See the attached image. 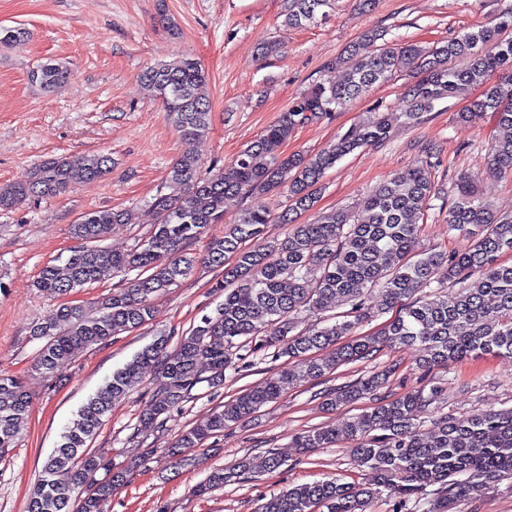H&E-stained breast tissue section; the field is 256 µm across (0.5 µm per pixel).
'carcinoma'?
Masks as SVG:
<instances>
[{
    "instance_id": "obj_1",
    "label": "carcinoma",
    "mask_w": 512,
    "mask_h": 512,
    "mask_svg": "<svg viewBox=\"0 0 512 512\" xmlns=\"http://www.w3.org/2000/svg\"><path fill=\"white\" fill-rule=\"evenodd\" d=\"M330 5L331 0H291L284 23H313ZM511 31L512 15L432 48L366 31L329 62L345 68L343 82L314 84L221 172L205 180L198 177L192 150L210 129L205 71L191 58L146 69L140 80L149 95L162 102L166 119L186 149L169 172L170 192H159L150 202L158 223L129 250L114 253L101 246L116 226L132 223L128 208L92 211L69 226L77 245L42 268L36 288L49 297L65 298L99 282L107 271L123 275L124 284L93 308L64 302L35 324L31 336L43 342L35 369L52 374L80 351L140 328L153 318L155 299L191 275L199 262L222 271L215 288L224 300L182 335L174 350H167L165 340L154 341L83 403L47 457L26 512H105L131 467L114 468L89 448V442L112 405L142 382L147 368L156 369L161 380L147 391L139 425L158 428L198 385L223 386L232 362L238 369L249 368L255 365L254 356L271 348L274 356L285 359L261 386L216 407L205 423L183 432L167 450L175 468L188 451L224 435L225 428L250 418L290 386L385 348L411 349L423 367L488 355L512 358V263L502 261L512 254V214H498L462 183L448 205V231L469 237L471 245L454 252L418 250L432 199L439 198L427 157L377 186L358 212L338 209L312 223H295L294 216L313 208L326 171L356 150L389 138L391 112L369 113L336 143L309 158L279 152L298 127L347 106L377 83L417 70L419 79L408 90L403 112L406 120L421 122L462 86L481 88L457 118L472 123L493 115L500 134L486 146V166L495 176L512 175ZM25 38L21 29L0 27L1 46H18ZM462 55L471 58L469 67H449L450 60ZM69 77L67 64L57 60L29 74L30 81L45 90ZM111 169L112 157L102 152L45 160L9 188H0V208H14L32 196L66 193L81 182L103 178ZM281 188L288 192L285 213L274 217L264 209L247 208L223 236L207 240L203 256L190 252L210 225L224 223L225 197ZM274 222L291 225L282 241L266 237L267 225ZM444 287L456 289L453 299L441 294ZM369 289L379 292L375 308L366 295ZM344 304L350 309L333 323L297 330L299 315L325 313ZM392 310L395 316L376 333L357 334L362 323ZM389 374L381 371L333 389L324 394L322 404L334 408L374 396ZM436 397L433 389L413 388L353 417L344 433L328 427L305 432L295 447L306 451L347 440L354 463L371 471L374 483L361 487L334 478L294 485L265 499L258 512H366L382 492L394 501L393 512H402L411 497L429 487L435 492L427 512H448L450 505L474 492L512 479V407L437 415ZM29 402L23 380L0 375V450L15 442ZM427 417L430 437L421 429ZM285 462L274 451L257 464L244 457L228 470L213 471L196 493L204 495L258 472H274ZM62 472L67 474L64 482L56 479Z\"/></svg>"
}]
</instances>
